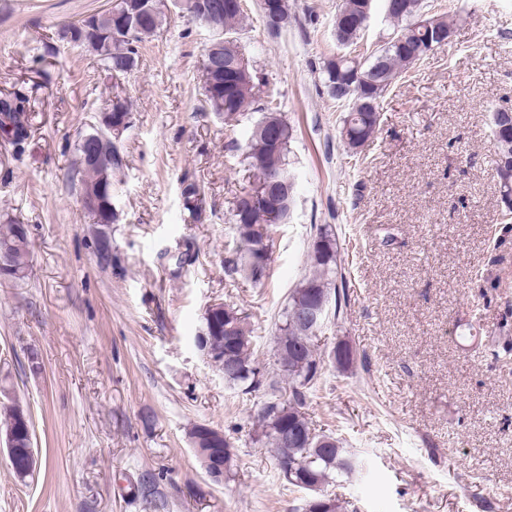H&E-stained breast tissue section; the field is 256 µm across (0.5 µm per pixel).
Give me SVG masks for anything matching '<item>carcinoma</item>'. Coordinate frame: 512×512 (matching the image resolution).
Segmentation results:
<instances>
[{"label": "carcinoma", "mask_w": 512, "mask_h": 512, "mask_svg": "<svg viewBox=\"0 0 512 512\" xmlns=\"http://www.w3.org/2000/svg\"><path fill=\"white\" fill-rule=\"evenodd\" d=\"M364 0H341L336 10L333 27L336 43L349 48L358 43L366 29L361 19ZM393 22V31L387 35L372 54V59L363 60L361 71L371 74L372 82L352 81L354 89L347 98L336 95V82L344 74L336 71V57L323 65V83L328 95L346 105V115L340 118V136L351 150H358L377 135L380 123V103L397 75L426 58L428 42L436 41L435 32L421 28L418 12L404 8L386 14ZM165 13L144 24L130 26L125 30L114 29L111 19L92 15L77 23L65 25L59 38L68 43L85 47L110 73L120 77L126 75L137 64L138 44L157 33L165 21ZM244 13L240 10L225 11L212 17L208 27L214 31L211 49L216 52L215 68L200 66L204 89L203 108L224 118V122L238 121L245 111L254 109L259 113L253 123L249 137L243 147L244 161L254 172L253 182L242 189L236 197L231 221L236 226L237 238L225 258V272L233 279L242 277L254 284L260 283L266 274H256L253 258L272 248L270 212L247 198L258 194L270 175L278 176L288 197V206L283 211V223H288L294 202V182L288 170L290 145L294 139L293 127L269 106L253 107V89L231 95L224 93V67L228 60L242 56L237 39L242 28ZM493 140L495 146V172L500 186L501 201L512 209V116L498 110L492 115ZM130 128L110 132L102 126H91V132L112 134V141L103 142V148L95 164H84L81 147H76L77 165L72 173L80 182L82 191L106 187L117 191L114 181L116 171L122 168V159L114 141ZM279 132V143L269 146L264 131ZM30 132L29 117L22 98L0 100V134L11 144L21 147ZM183 209L199 221L205 211L204 188L194 180L184 179L180 192ZM82 208L94 224H115L119 211L114 196L103 197L96 210ZM22 224L11 222L0 224V253L9 258L10 269L0 273V278L17 283L27 278L31 269V252L28 234L19 232ZM309 254L310 273L290 294L288 306L283 313L275 337V355L280 360L281 375L288 379V397L271 398L262 404L255 420L253 443L270 449L282 477L291 485L306 488L312 484L320 494L304 505V512H343L346 506L322 488L338 474H347L356 464L346 457L336 438L319 434L306 417L304 407L308 394L321 376L318 339L313 332L299 323L294 314L312 304L316 296L329 290L333 299V316L338 318L349 305L344 273L338 269L337 242L333 229L322 224L317 228ZM205 344L215 365L224 371V381L240 388L244 394L258 390L265 382L264 374L252 359V329L246 316L226 303L207 308L203 316L201 332L196 344ZM292 427L297 431V442L288 449V460H282L281 430ZM202 425H194L189 433L192 448L207 475L215 482H222L231 475L235 456L234 445L224 438L219 446L209 444L201 435Z\"/></svg>", "instance_id": "obj_1"}]
</instances>
